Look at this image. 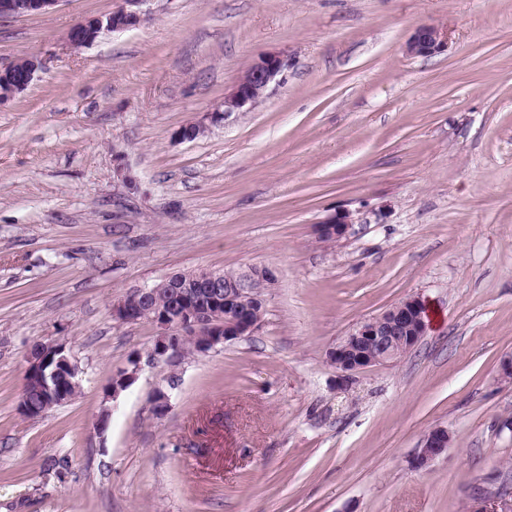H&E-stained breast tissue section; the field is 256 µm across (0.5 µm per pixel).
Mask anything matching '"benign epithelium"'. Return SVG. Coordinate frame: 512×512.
Masks as SVG:
<instances>
[{
  "mask_svg": "<svg viewBox=\"0 0 512 512\" xmlns=\"http://www.w3.org/2000/svg\"><path fill=\"white\" fill-rule=\"evenodd\" d=\"M61 0H0V20L19 18L33 13L49 12ZM148 0H122V4L111 13L101 17L86 18L73 25L68 32L71 46L81 48L93 43L104 31H122L140 24L144 14L135 7ZM446 46L442 32L433 25L419 26L406 44V52L416 56H431ZM12 65L0 67V105L25 91L35 79L41 62L35 57L26 58L24 76L14 78ZM288 69V60L280 55L269 54L258 58L247 69L238 83L224 95L222 105L213 112L205 113L200 119L179 129L177 136L183 141H192L195 134L206 132L210 126L225 122L232 115L259 104L269 94L271 87L283 81ZM351 224L350 214L339 211L335 216L319 223L318 236L332 235L338 239L346 236ZM191 286L177 288L178 313L156 309L152 303L154 289L143 286L136 289L141 303L133 305L125 299L112 304V316L121 323L148 320L159 330L153 347L147 352L146 360L136 357L134 370L141 364L156 365L160 362L173 363L180 359L179 339L192 336L207 352L215 346L250 334L257 326L249 316L244 300L245 292H226L222 279L212 270L196 273L190 278ZM430 326V314L426 303L419 297H409L391 306L382 314L361 322L345 339L328 351V359L336 370L347 376L360 370L390 363L391 355H376L362 351L364 347H385L396 341L406 349L414 347L425 336ZM41 357L25 356L22 387L36 381L49 391L63 389L65 380L78 388L77 368L65 353L63 345L48 340L40 342ZM448 428L437 426L425 436L417 455V466L427 465L448 452Z\"/></svg>",
  "mask_w": 512,
  "mask_h": 512,
  "instance_id": "obj_1",
  "label": "benign epithelium"
}]
</instances>
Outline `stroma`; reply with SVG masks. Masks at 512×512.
Instances as JSON below:
<instances>
[{"instance_id":"1","label":"stroma","mask_w":512,"mask_h":512,"mask_svg":"<svg viewBox=\"0 0 512 512\" xmlns=\"http://www.w3.org/2000/svg\"><path fill=\"white\" fill-rule=\"evenodd\" d=\"M118 4L0 21V65L44 62L0 105V512L511 504L512 0H150L136 27L70 46ZM423 24L447 50L406 53ZM264 54L288 59L282 84L176 139ZM342 210L347 236L320 242ZM249 265L278 277L250 335L112 394L157 334L114 301ZM410 296L430 310L421 341L341 377L329 349ZM46 340L80 389L29 419L25 355ZM438 425L447 454L416 467Z\"/></svg>"}]
</instances>
